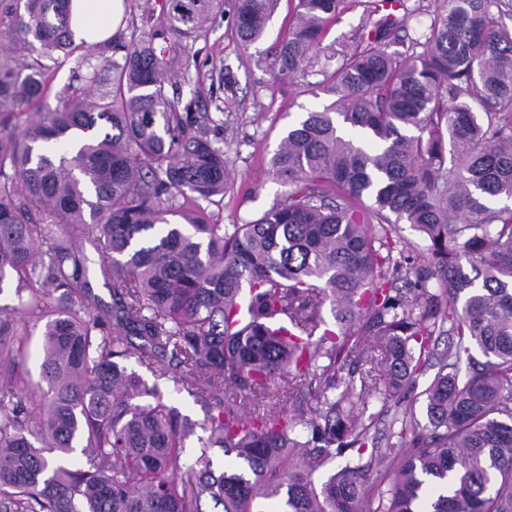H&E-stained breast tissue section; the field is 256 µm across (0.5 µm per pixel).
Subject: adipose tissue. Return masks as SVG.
<instances>
[{
    "instance_id": "ef3b65f1",
    "label": "adipose tissue",
    "mask_w": 512,
    "mask_h": 512,
    "mask_svg": "<svg viewBox=\"0 0 512 512\" xmlns=\"http://www.w3.org/2000/svg\"><path fill=\"white\" fill-rule=\"evenodd\" d=\"M126 0H71L70 30L75 44L98 45L123 23Z\"/></svg>"
}]
</instances>
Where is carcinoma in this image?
I'll use <instances>...</instances> for the list:
<instances>
[{"label": "carcinoma", "instance_id": "1", "mask_svg": "<svg viewBox=\"0 0 512 512\" xmlns=\"http://www.w3.org/2000/svg\"><path fill=\"white\" fill-rule=\"evenodd\" d=\"M278 2L234 0L241 47ZM347 3L296 0L272 67L305 74ZM166 4L158 30L111 46L121 60L85 51L83 85L25 113L76 49L70 0L0 6V293L15 301L0 307V512H367L375 498V512H512L504 0H445L404 55L387 51L397 17L374 21L324 75L336 100L272 152L288 191L229 228L199 204L232 187L223 123L167 97L155 44L196 39L223 0ZM401 223L423 250H406ZM37 327L47 391L34 399L23 359ZM375 362L384 396L436 369L428 425L404 410L371 433L359 406L373 383L341 371ZM168 378L209 406L203 424L168 404ZM214 448L230 458L220 470Z\"/></svg>", "mask_w": 512, "mask_h": 512}]
</instances>
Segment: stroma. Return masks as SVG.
<instances>
[{
    "instance_id": "1",
    "label": "stroma",
    "mask_w": 512,
    "mask_h": 512,
    "mask_svg": "<svg viewBox=\"0 0 512 512\" xmlns=\"http://www.w3.org/2000/svg\"><path fill=\"white\" fill-rule=\"evenodd\" d=\"M366 2L350 0L330 25L322 50L313 53L307 65L309 83L317 87L322 71L335 68L336 61L329 58L328 48H355L367 22ZM293 8L292 0H279L266 37L249 49H241L233 39V15L228 12L207 25L195 43L178 50L174 73L165 86L167 96L195 102L201 112H214L219 99L230 103L222 116V136L234 183L222 203L205 204L210 223L242 224L270 209L285 192L267 165L270 154L298 118L323 109L334 100L333 94L318 88L311 93L305 90V84L278 78L268 67ZM433 378V373H426L418 379L414 392L404 397L397 395L386 402L377 396L370 398L367 411L375 416L374 432L382 434L389 427V416L380 412L385 403L394 410L411 409L419 423H426L423 393Z\"/></svg>"
}]
</instances>
